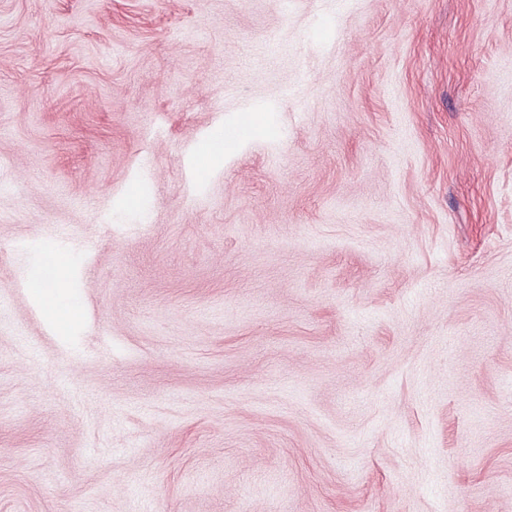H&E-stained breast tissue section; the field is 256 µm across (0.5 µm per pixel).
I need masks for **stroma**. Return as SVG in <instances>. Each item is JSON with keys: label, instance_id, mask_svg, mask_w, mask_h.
Listing matches in <instances>:
<instances>
[{"label": "stroma", "instance_id": "35a3bbf8", "mask_svg": "<svg viewBox=\"0 0 512 512\" xmlns=\"http://www.w3.org/2000/svg\"><path fill=\"white\" fill-rule=\"evenodd\" d=\"M0 512H512V0H0ZM252 128L251 119L244 117L240 119L232 128L219 130L213 135L212 143L215 148L226 151L234 145L235 139L245 137ZM65 288L64 279L57 277L47 288L33 289L43 317L61 336H68L81 320V311Z\"/></svg>", "mask_w": 512, "mask_h": 512}]
</instances>
